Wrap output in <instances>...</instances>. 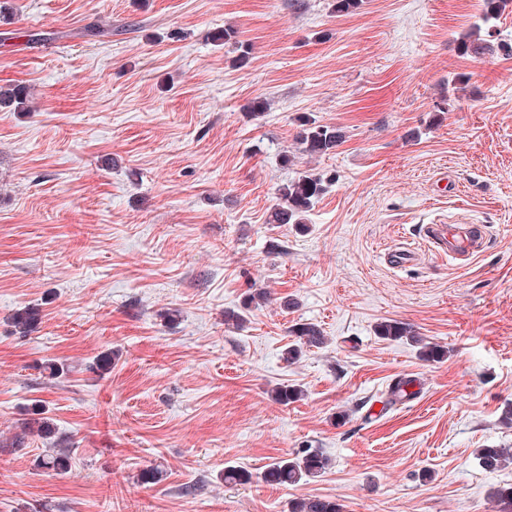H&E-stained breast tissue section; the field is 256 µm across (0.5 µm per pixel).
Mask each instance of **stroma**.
<instances>
[{
  "label": "stroma",
  "mask_w": 512,
  "mask_h": 512,
  "mask_svg": "<svg viewBox=\"0 0 512 512\" xmlns=\"http://www.w3.org/2000/svg\"><path fill=\"white\" fill-rule=\"evenodd\" d=\"M305 2L0 0V88L34 106L0 104V512H288L315 496L343 512H491L512 483V465L474 456L512 448V56L460 51L484 0L348 15ZM94 20L108 36H84ZM228 26L246 69L213 40ZM259 96L271 109L254 119ZM304 114L344 143L296 154ZM310 168L336 180L307 231L268 223L278 186ZM453 220L485 232L463 265L424 236ZM401 246L412 265L391 264ZM257 289L272 302L228 325ZM27 305L41 322L22 338L11 316ZM384 319L448 357L380 339ZM298 322L329 342L289 364ZM50 359L70 374L48 380ZM403 376L416 395L385 406ZM278 385L305 395L278 404ZM38 400L73 443L66 476L36 468L42 439L13 443ZM305 448L330 458L322 475L261 481ZM153 463L164 481L141 483ZM228 465L253 482L224 484ZM217 40H224V45L231 43L235 45L236 55L233 57L232 63L235 68H245L250 65L252 59L251 49L247 44L236 41V33L229 27L224 28V35H219ZM478 465L487 472L497 471L512 461V448L486 447L476 452Z\"/></svg>",
  "instance_id": "1"
}]
</instances>
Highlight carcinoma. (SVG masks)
Instances as JSON below:
<instances>
[{
	"label": "carcinoma",
	"instance_id": "1",
	"mask_svg": "<svg viewBox=\"0 0 512 512\" xmlns=\"http://www.w3.org/2000/svg\"><path fill=\"white\" fill-rule=\"evenodd\" d=\"M512 0H484V9L471 24L470 31L460 41L459 48L464 54L479 56L491 50L488 38L493 36L497 21L509 7ZM218 39L228 44L234 43L236 55L232 63L235 68H245L252 59L248 45L236 40V33L224 29ZM297 149L309 157L327 156L338 148L345 139L342 128L323 124L310 115L298 117ZM335 177L323 176L311 171H302L297 176L277 188L278 203L270 215L272 224H294L307 229L310 212L320 198L327 192ZM40 311L37 307H25L17 310L11 317L15 333L22 337L33 332L39 323ZM375 335L391 342H406L417 348L418 356L427 362H439L447 357L448 350L430 343L418 336L409 323L386 319L374 327ZM293 339L283 352V358L289 363L296 362L306 348H321L326 343L323 330L315 323L298 322L291 329ZM415 379L405 376L397 379L388 387L386 403L393 404L407 397L406 387ZM272 398L279 404L287 405L299 400L303 390L297 386H277L271 391ZM24 435H37L50 441L49 451L37 457V467L58 476H64L71 470V449L67 439L57 435L56 427L44 416L43 407H34L33 417L23 428ZM478 465L487 472L497 471L512 461V448L486 447L476 452ZM330 464L329 458L319 450L305 451L303 455L277 460L267 467L263 479L272 485H296L324 473ZM252 474L242 468L227 466L224 468V483L246 485L251 482ZM492 512H512V485L499 486L491 494ZM291 512H341L340 505L327 498H302L291 504Z\"/></svg>",
	"mask_w": 512,
	"mask_h": 512
}]
</instances>
